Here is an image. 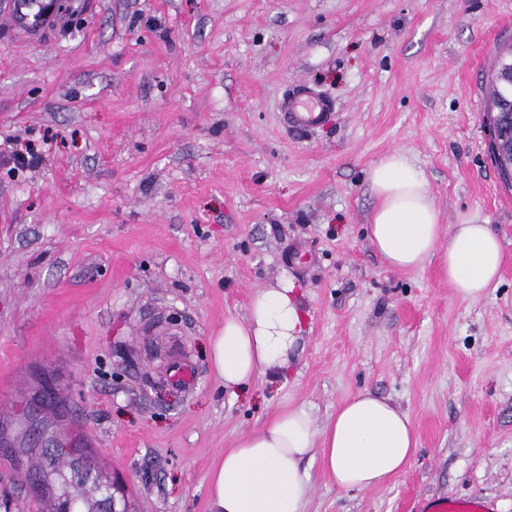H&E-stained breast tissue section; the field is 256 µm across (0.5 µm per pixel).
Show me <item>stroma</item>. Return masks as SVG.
Returning <instances> with one entry per match:
<instances>
[{
    "label": "stroma",
    "instance_id": "1",
    "mask_svg": "<svg viewBox=\"0 0 512 512\" xmlns=\"http://www.w3.org/2000/svg\"><path fill=\"white\" fill-rule=\"evenodd\" d=\"M11 4L0 149L44 158L0 167V512H30L57 444L89 449L135 512H210L215 459L276 407L323 423L363 389L408 411L418 450L379 489L311 463L305 512L468 496L512 512V188L487 121L512 0H94L39 42L13 35ZM300 82L334 101L332 125L283 126ZM395 150L443 226L476 210L500 238L483 299L369 242L367 172ZM286 278L305 312L287 374L225 392L210 337Z\"/></svg>",
    "mask_w": 512,
    "mask_h": 512
}]
</instances>
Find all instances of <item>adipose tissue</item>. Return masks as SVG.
I'll use <instances>...</instances> for the list:
<instances>
[{"instance_id":"obj_1","label":"adipose tissue","mask_w":512,"mask_h":512,"mask_svg":"<svg viewBox=\"0 0 512 512\" xmlns=\"http://www.w3.org/2000/svg\"><path fill=\"white\" fill-rule=\"evenodd\" d=\"M368 179L376 198L368 238L391 268L418 270L436 256L462 298L478 300L497 287L504 253L479 213L443 229L423 169L398 151L375 163ZM303 326L292 282L256 290L246 318H225L209 341L221 383L233 390L269 371L284 372ZM417 445L408 412L367 390L347 397L322 425L304 407L282 406L217 458L211 512H305L307 460L318 461L337 487L380 488L404 471Z\"/></svg>"}]
</instances>
